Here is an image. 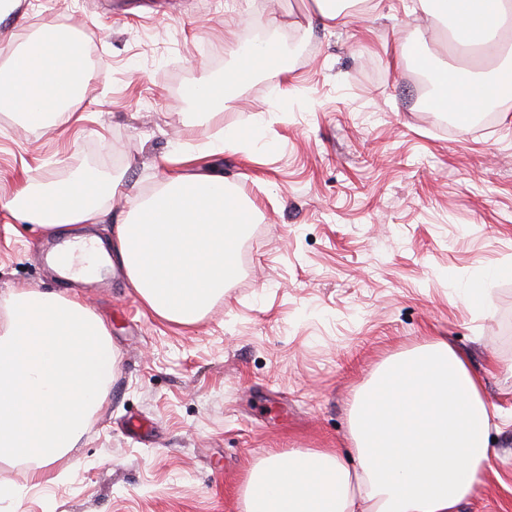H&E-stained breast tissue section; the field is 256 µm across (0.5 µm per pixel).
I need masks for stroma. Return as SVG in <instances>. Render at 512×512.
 I'll return each mask as SVG.
<instances>
[{"label": "stroma", "instance_id": "stroma-1", "mask_svg": "<svg viewBox=\"0 0 512 512\" xmlns=\"http://www.w3.org/2000/svg\"><path fill=\"white\" fill-rule=\"evenodd\" d=\"M452 20L414 0H19L0 17V64L53 26L74 30L87 90L53 127L0 110V199L80 170L123 174L103 241L169 172L218 171L255 211L239 273L195 324L159 319L118 272L81 289L107 325L117 368L80 442L0 512H242L251 470L273 454L339 448L355 394L388 357L450 342L512 409V107L440 130L423 104L421 59L457 80L476 64ZM278 50L210 120L185 85L237 67L248 43ZM242 132L219 150L225 128ZM49 235L0 207V293L61 292L40 262ZM488 306L459 290L483 270ZM460 512H512V428Z\"/></svg>", "mask_w": 512, "mask_h": 512}]
</instances>
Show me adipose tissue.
I'll list each match as a JSON object with an SVG mask.
<instances>
[{
	"instance_id": "1",
	"label": "adipose tissue",
	"mask_w": 512,
	"mask_h": 512,
	"mask_svg": "<svg viewBox=\"0 0 512 512\" xmlns=\"http://www.w3.org/2000/svg\"><path fill=\"white\" fill-rule=\"evenodd\" d=\"M424 11L456 21V41L499 46L512 0H420ZM278 52L265 46L243 56L219 79L185 86L203 118ZM83 55L69 31L38 35L0 66V109L29 126L51 125L81 97ZM512 65L477 73L455 86L435 80L438 106L461 116L497 101ZM123 179L93 170L62 184L30 186L6 201L18 219L58 231L100 224ZM251 215L223 175L170 174L165 187L140 199L115 227L111 249L95 246L78 272L91 277L118 261L144 305L178 324L197 322L223 298L237 269V244ZM111 334L78 294L14 289L0 295V455L30 462L32 480L76 448L112 379ZM512 413L490 409L483 380L447 341L388 359L356 395L349 439L355 466L330 450L272 455L255 466L243 512H458L481 482L490 457L493 421Z\"/></svg>"
}]
</instances>
